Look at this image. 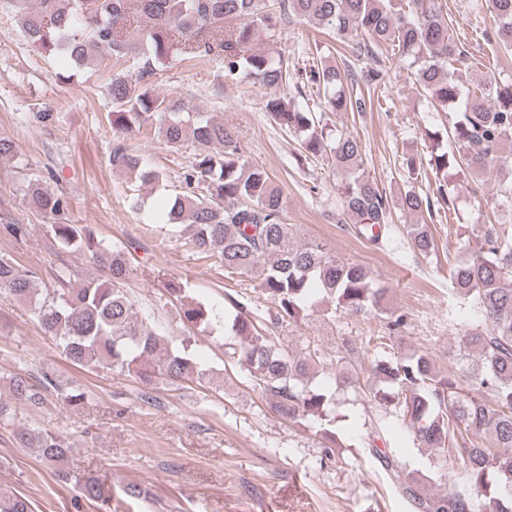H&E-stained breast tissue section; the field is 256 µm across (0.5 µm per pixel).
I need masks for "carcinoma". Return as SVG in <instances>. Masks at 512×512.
I'll use <instances>...</instances> for the list:
<instances>
[{"label": "carcinoma", "instance_id": "obj_1", "mask_svg": "<svg viewBox=\"0 0 512 512\" xmlns=\"http://www.w3.org/2000/svg\"><path fill=\"white\" fill-rule=\"evenodd\" d=\"M489 5L499 42L511 48L512 0H489ZM134 12L146 23L138 38L127 35ZM0 13L17 17L28 40L59 56L71 71L95 56L108 57L115 66L137 61L136 77L119 71L110 80L112 125L118 133L153 125L172 149L189 142L206 147L183 174L185 191L170 198L168 221L192 228L194 254L215 257L225 272L253 280L259 298L276 306L270 324L258 325L247 305L234 302L228 350L230 360L246 366L249 381L267 395L274 413L288 420L315 415L327 425L325 438L336 443V432L328 429L336 423L335 391L310 382V374L334 368L335 386L376 405L380 415L406 423L421 447L453 454L465 465L469 487L422 493L399 461L378 448L381 427H376L369 453L412 512H512V232L493 226L478 230L474 252L450 266L452 292L489 325L461 336L463 376L439 375L425 354L394 353V334L404 323L399 315L388 318L386 331L369 337L377 354L363 385L346 373L359 358L356 344L344 338L330 355L308 342L296 354L276 342L275 331L319 304L355 315L383 313L389 288L364 267L320 244L300 241L295 225L283 222L281 190L264 168L245 159L238 136L203 113L184 115L182 100L155 94L152 81L174 56L182 61L219 56L229 77L242 72L262 87H283L290 77L288 59L257 43L276 16L362 38L357 49L365 50L369 60L362 74L368 86L384 82L391 70L375 52L386 44L391 60L412 69L433 111L452 113L447 135L454 148L432 155L430 165L444 173L456 167L482 176L495 171L502 175L501 203L512 204V158L502 152L512 141V83L475 90L455 78L452 67L461 53L439 0H407L405 5L397 0H0ZM228 19L238 20V26L224 28ZM346 79L334 65L310 66L309 81L323 110L366 111L364 99L345 94ZM264 109L276 124L297 134L300 156L330 162L356 237L377 247L387 243L391 205L361 172L357 138L327 129L318 112L284 95L269 96ZM112 166L134 173L143 184L159 179L124 145L113 150ZM28 196L40 212L64 210V201L47 192L31 189ZM432 202L409 190L400 206L429 211ZM51 230L61 249L88 254L99 274L76 283L62 274V287L40 299L36 272L0 258V292L28 305L68 361L131 372L146 388L160 382L219 387L213 370L189 352L186 338L166 336L148 316L138 315L126 289L137 271L133 244L108 245L87 224H53ZM407 233L414 252L426 256L435 250L428 225L410 224ZM167 290L180 302L187 323L211 328L217 322L214 311L194 302L181 284L171 281ZM9 388L12 400L0 398L3 424L13 419L15 400L36 408L56 394L71 408L85 403L84 393L62 389L47 372L36 384L13 374ZM14 439L21 448L38 449L56 476L69 480L64 465L70 447L64 439L28 427L16 429ZM80 494L102 506L112 502L110 490L94 476L82 481ZM0 512H32V505L17 492L1 490Z\"/></svg>", "mask_w": 512, "mask_h": 512}]
</instances>
